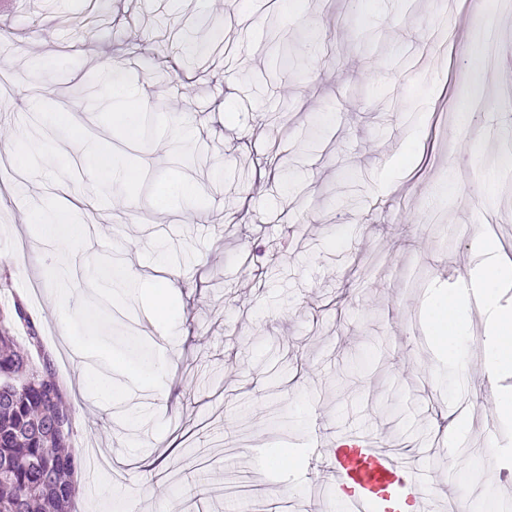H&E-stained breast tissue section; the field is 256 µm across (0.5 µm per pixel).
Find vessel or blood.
I'll return each mask as SVG.
<instances>
[{
    "label": "vessel or blood",
    "instance_id": "1",
    "mask_svg": "<svg viewBox=\"0 0 512 512\" xmlns=\"http://www.w3.org/2000/svg\"><path fill=\"white\" fill-rule=\"evenodd\" d=\"M332 484L345 512H402L404 502L418 512H435L415 470L370 439L349 437L330 455Z\"/></svg>",
    "mask_w": 512,
    "mask_h": 512
}]
</instances>
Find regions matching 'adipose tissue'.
<instances>
[{
	"label": "adipose tissue",
	"mask_w": 512,
	"mask_h": 512,
	"mask_svg": "<svg viewBox=\"0 0 512 512\" xmlns=\"http://www.w3.org/2000/svg\"><path fill=\"white\" fill-rule=\"evenodd\" d=\"M472 288L482 300L486 333L489 337L488 364L497 372L512 371V310L501 307L498 294L512 284V256L492 243L482 244L472 262ZM428 326L438 353L449 367H457L459 343L464 334L468 303L458 293H437L429 302Z\"/></svg>",
	"instance_id": "1"
}]
</instances>
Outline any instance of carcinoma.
Returning a JSON list of instances; mask_svg holds the SVG:
<instances>
[{
	"instance_id": "cac0c4a2",
	"label": "carcinoma",
	"mask_w": 512,
	"mask_h": 512,
	"mask_svg": "<svg viewBox=\"0 0 512 512\" xmlns=\"http://www.w3.org/2000/svg\"><path fill=\"white\" fill-rule=\"evenodd\" d=\"M25 323L18 340L13 325ZM65 388L20 305L0 313V512H72L84 459L71 450Z\"/></svg>"
}]
</instances>
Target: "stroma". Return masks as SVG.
Returning a JSON list of instances; mask_svg holds the SVG:
<instances>
[{
	"mask_svg": "<svg viewBox=\"0 0 512 512\" xmlns=\"http://www.w3.org/2000/svg\"><path fill=\"white\" fill-rule=\"evenodd\" d=\"M488 23L497 66L482 72L462 48ZM217 37L222 50L209 52ZM116 65L146 104L150 141L112 125L104 74ZM509 68L512 14L495 0H224L220 11L214 0H5L0 311L22 302L76 384L47 270L66 266L74 309L93 297V256L45 250L29 217L60 183L102 238L97 254L145 276L168 267L180 284L162 320L135 298L107 309L113 333L166 358L163 384L115 405L86 395L72 448H122L154 467L113 461L76 512H340L325 457L351 434L404 453L454 512L512 494L499 455L512 422L497 412L512 376L484 378L482 313L467 312L453 377L426 326L431 294L467 276L477 242L512 255V111L498 79ZM89 83L99 100L79 96ZM466 88L487 107L460 127ZM35 114L62 133L17 152ZM450 177L453 195L430 205ZM168 184L188 190L165 200ZM448 404L465 409L451 438L432 426ZM221 442L243 495L204 496L202 470L170 480L185 449ZM266 448L303 454L278 471ZM468 448L490 481L464 479ZM112 484L115 496L100 494Z\"/></svg>",
	"mask_w": 512,
	"mask_h": 512,
	"instance_id": "35a3bbf8",
	"label": "stroma"
}]
</instances>
